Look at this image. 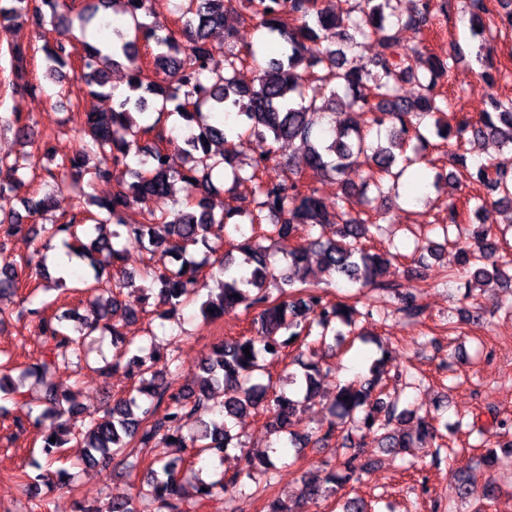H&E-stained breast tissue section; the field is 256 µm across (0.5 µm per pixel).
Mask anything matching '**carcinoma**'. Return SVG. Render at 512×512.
<instances>
[{"mask_svg":"<svg viewBox=\"0 0 512 512\" xmlns=\"http://www.w3.org/2000/svg\"><path fill=\"white\" fill-rule=\"evenodd\" d=\"M111 1L122 4L129 20L127 29L112 30L115 38L104 42L108 50L87 42L79 49L64 33L44 47L46 71L59 79L65 78L63 69L78 56L75 78L91 98L107 85L109 70L126 62L129 94L113 101L109 112L87 109L76 149L56 159L51 134L34 138L37 122L33 117L16 112L0 115V128L13 131L24 147L11 160L0 158V235L12 236L26 216L36 222L32 239H60L68 259L87 261L94 270L92 279L76 287L97 309V317L81 327L53 324L47 306H36L30 300L18 312L0 307V327L16 315H26L37 323L42 338L39 356L21 369V377L30 379V385L12 383L10 373L15 367L8 360L0 361V392L13 396L17 403L40 407L29 424L40 434L46 463L56 462L73 439L86 448L85 461L103 466L123 455L132 443L147 448L158 439L169 447L194 448L196 455L222 463L224 454L237 447L224 418L250 411L264 413L270 431L289 434L291 443L303 448L335 437L347 445L351 437L339 430L341 425L356 432L360 447L375 440L393 454L412 447L415 441L428 448L439 447L441 435L431 422L375 394L382 382L377 364L362 380L338 387L329 407L331 419L325 427L310 432L295 429L297 400L262 382L261 361L285 356L287 347L310 337L315 329L322 341L330 333L340 340L344 333L338 327L355 325V305L333 300L328 291L309 282L308 247L295 243L304 231L336 223V216L324 206L322 189L304 180L305 173L323 184L337 185L336 208L344 216L335 237L319 243L321 270L363 288L390 289L393 284L386 274L393 256L367 247L382 230L380 218L352 213L353 199L366 197L370 190L378 198L399 195L404 172L423 161L434 172L430 185L439 188L448 181V173L435 160L425 159V151L439 149L451 138L461 141L470 136L500 144L499 157L477 165L473 173L488 191L476 199L474 212L488 204L512 208V102L489 95L477 119L464 118L453 130L441 124L437 114L448 106L444 83L453 56L443 59L428 51L404 50L396 36L400 26H428L436 9L433 0H412L406 9L402 0H356L339 12L324 7L322 0H241V11L233 13L225 7L227 0H180L176 31L158 19L156 0H94L81 13L82 24L98 18ZM71 10L69 0H0V34L9 33L22 16L41 34L46 18L62 19ZM467 12L470 34L486 41L484 0H468ZM241 18L249 19L256 30L281 46L278 56L265 60L253 47L242 50L231 45L235 23ZM215 28L224 29L221 61L216 60L217 48L209 41V32ZM372 40L383 51L357 62L355 53ZM141 42L149 54L145 59L139 51ZM8 53L11 85L38 91L24 66L25 47L11 43ZM244 68L257 72L249 84L239 78ZM410 80L416 83L417 94L406 98L399 89ZM341 90L344 118L333 119L326 127V102H336ZM170 103L174 109L169 112ZM353 112L370 127H387L386 144L369 143L360 123L351 118ZM174 114V127L184 132L181 146L164 128L163 117ZM150 134L155 142L141 143ZM242 135L265 146L245 165L235 163L232 150L233 139ZM295 140L306 149V170L290 167L275 172L279 145ZM216 143L223 146L217 154L212 150ZM220 165L230 169L233 187H250L255 208L247 214L248 224L269 225L267 237L284 246L288 265L283 274H275L267 249L256 245L255 235L242 230L235 220L238 210L228 208L219 215L212 210L208 199L212 171ZM351 170L359 172V181L347 178ZM37 179L51 191L22 198L24 216L7 208L20 190ZM85 179L90 184H113L112 195H89L84 208H62L64 189ZM178 182L184 198L175 201L172 209L149 211L138 224L125 222L128 209L148 196L170 194ZM50 210L60 212V217L48 225L37 223ZM231 222L242 237L237 244L240 261L230 252L218 254L219 246L211 244L213 239H222L224 226ZM492 237L496 234L491 229H483L460 251L467 298L477 299L475 286L490 282L512 286V254L499 252L498 243L490 242ZM130 244L149 255L150 264L140 275L123 267ZM198 245L205 249L202 260L185 259L188 248ZM3 250L0 242V298L16 295L25 273L30 279L50 277L44 246L35 247L19 261ZM207 264L224 278L218 281L219 292L201 303V317L212 321L241 306L252 314L249 335L216 344L191 383L172 392L155 369L160 359L155 343L132 348L111 316L122 306V290L139 276L147 282L141 287L146 292L141 312L171 319L206 287L200 272ZM401 304L404 317L423 322L426 310L416 298L404 297ZM106 333L115 348L112 370L122 368L136 379L137 395L113 400L100 414L87 413L77 392L60 389L53 376L61 365L87 358L95 335ZM301 368L302 373L292 376L290 383L300 384L311 397L320 386L322 368L313 359ZM214 385L223 386V419L199 432H184L185 422L207 408ZM162 404L165 411L159 415ZM83 414L87 424L77 429L74 420ZM413 420L414 434L403 433L404 423ZM183 464L181 457L151 462L148 478L136 496L113 499L110 512H186V491L179 478ZM373 464L370 458L350 455L339 462L341 472L308 482L305 496L334 497ZM275 469L267 455L249 457L243 475L250 479L256 470L266 475ZM471 471L469 465L460 470L458 491L463 497L479 491ZM239 479L238 473L210 482L199 479L197 499L216 492L233 493ZM479 492L490 499L495 490L487 482Z\"/></svg>","mask_w":512,"mask_h":512,"instance_id":"1","label":"carcinoma"}]
</instances>
